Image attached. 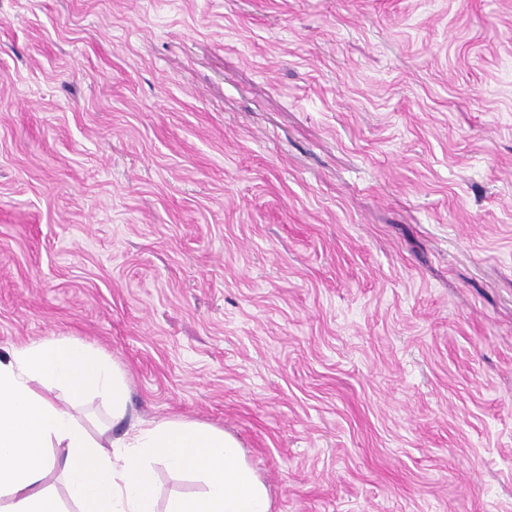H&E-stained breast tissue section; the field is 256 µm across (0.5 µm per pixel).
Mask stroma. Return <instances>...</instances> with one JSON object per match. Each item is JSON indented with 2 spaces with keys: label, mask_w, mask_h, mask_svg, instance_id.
<instances>
[{
  "label": "stroma",
  "mask_w": 512,
  "mask_h": 512,
  "mask_svg": "<svg viewBox=\"0 0 512 512\" xmlns=\"http://www.w3.org/2000/svg\"><path fill=\"white\" fill-rule=\"evenodd\" d=\"M45 339L272 512H512V0H0V357Z\"/></svg>",
  "instance_id": "obj_1"
}]
</instances>
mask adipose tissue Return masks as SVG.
Wrapping results in <instances>:
<instances>
[{
	"instance_id": "1",
	"label": "adipose tissue",
	"mask_w": 512,
	"mask_h": 512,
	"mask_svg": "<svg viewBox=\"0 0 512 512\" xmlns=\"http://www.w3.org/2000/svg\"><path fill=\"white\" fill-rule=\"evenodd\" d=\"M64 392L60 407L48 390ZM91 394L109 401L115 438L92 439L72 408ZM128 387L106 359L83 345L43 341L0 359V512H62L46 484L60 471L76 512H160L154 464L201 481L202 494L173 497L161 512H271L264 482L231 435L208 424L127 422Z\"/></svg>"
}]
</instances>
